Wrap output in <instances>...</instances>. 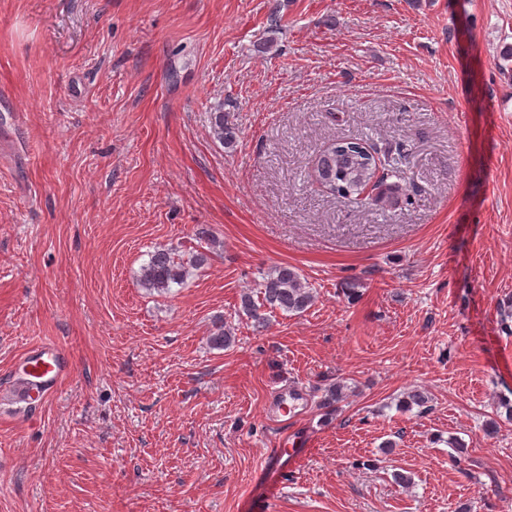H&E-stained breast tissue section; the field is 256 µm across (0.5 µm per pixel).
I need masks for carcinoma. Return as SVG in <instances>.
<instances>
[{
    "label": "carcinoma",
    "instance_id": "1",
    "mask_svg": "<svg viewBox=\"0 0 512 512\" xmlns=\"http://www.w3.org/2000/svg\"><path fill=\"white\" fill-rule=\"evenodd\" d=\"M211 132L215 140L226 148L234 146L237 139L235 128L226 121L224 112L216 110L210 113ZM372 175L371 161L365 152L364 141L354 139L334 143L321 154L314 167V178L323 187L339 196L357 200L361 187ZM403 172L390 168L386 177L379 184L374 204L397 201L404 195ZM207 258L198 254L186 263L177 259L166 250L157 251L149 263L142 268L140 282L150 291L165 293L171 285L181 284L188 274L187 265L200 267ZM316 296L302 278L299 270L288 264L272 268L262 278L258 298L245 293L241 296V311L258 324L266 321L261 312L263 308L280 310L285 313L300 314L308 310L315 302ZM234 341L231 330L224 326V320L214 322L209 342L215 349H227ZM345 398V386L336 383L325 390L321 405L333 408Z\"/></svg>",
    "mask_w": 512,
    "mask_h": 512
}]
</instances>
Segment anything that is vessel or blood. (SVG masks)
<instances>
[{"label": "vessel or blood", "mask_w": 512, "mask_h": 512, "mask_svg": "<svg viewBox=\"0 0 512 512\" xmlns=\"http://www.w3.org/2000/svg\"><path fill=\"white\" fill-rule=\"evenodd\" d=\"M19 367L15 396L24 402L40 401L57 391L69 372V360L61 349L43 343L25 353Z\"/></svg>", "instance_id": "vessel-or-blood-1"}]
</instances>
